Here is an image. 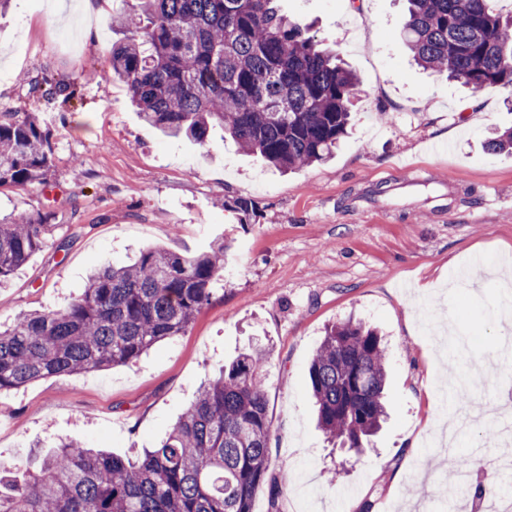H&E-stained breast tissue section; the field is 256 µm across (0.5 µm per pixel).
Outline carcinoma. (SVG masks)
I'll return each instance as SVG.
<instances>
[{
    "mask_svg": "<svg viewBox=\"0 0 512 512\" xmlns=\"http://www.w3.org/2000/svg\"><path fill=\"white\" fill-rule=\"evenodd\" d=\"M111 26V77L141 119L205 144L219 126L246 153L288 171L331 158L347 134L356 75L277 0H129ZM404 40L423 68L476 91L512 87V17L493 0H407ZM68 90L45 78L30 92ZM53 167L52 133L33 112L0 115V186L38 188ZM224 208L253 212L232 196ZM52 225L0 224V284L42 248ZM228 246L178 254L148 246L130 264L94 268L58 310L27 313L0 332V393L63 374L136 362L186 331L224 277ZM267 350L243 353L202 384L166 438L129 459L62 439L21 476H0V512H252L269 485L278 512L287 477L272 474L263 372ZM389 352L361 321L330 326L309 370L318 425L332 447H371L387 417Z\"/></svg>",
    "mask_w": 512,
    "mask_h": 512,
    "instance_id": "cac0c4a2",
    "label": "carcinoma"
}]
</instances>
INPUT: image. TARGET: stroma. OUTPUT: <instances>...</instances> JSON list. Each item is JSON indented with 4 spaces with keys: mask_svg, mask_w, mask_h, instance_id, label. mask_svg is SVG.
<instances>
[{
    "mask_svg": "<svg viewBox=\"0 0 512 512\" xmlns=\"http://www.w3.org/2000/svg\"><path fill=\"white\" fill-rule=\"evenodd\" d=\"M11 0L0 14V113L38 112L53 137L50 194L0 186V222L47 217L56 230L0 288V324L63 307L96 263L126 264L156 245L230 250L210 305L182 335L132 366L54 376L0 394V473L22 474L61 438L131 455L151 448L200 384L248 347L269 351L264 391L271 457L288 473L278 512H443L452 486L430 447L454 392L480 404L453 455L496 470L512 446L484 432L512 405V290L496 268L512 258V153L488 138L512 129V89L480 92L417 66L405 46V0H281L290 20L357 74L353 125L328 163L281 173L222 130L206 146L147 125L125 85L104 76L109 22L124 0ZM51 75L75 97L33 96ZM480 99L476 114L461 105ZM251 198L250 216L224 209ZM67 247H60V240ZM355 316L385 336L389 418L349 463L318 429L309 367L326 327Z\"/></svg>",
    "mask_w": 512,
    "mask_h": 512,
    "instance_id": "1",
    "label": "stroma"
}]
</instances>
